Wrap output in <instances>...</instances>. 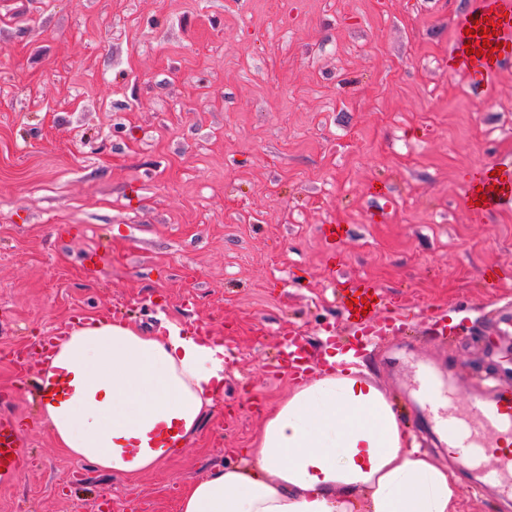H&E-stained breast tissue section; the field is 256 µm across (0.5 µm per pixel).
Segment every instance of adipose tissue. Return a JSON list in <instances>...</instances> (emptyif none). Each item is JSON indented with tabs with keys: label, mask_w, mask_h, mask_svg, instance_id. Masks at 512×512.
<instances>
[{
	"label": "adipose tissue",
	"mask_w": 512,
	"mask_h": 512,
	"mask_svg": "<svg viewBox=\"0 0 512 512\" xmlns=\"http://www.w3.org/2000/svg\"><path fill=\"white\" fill-rule=\"evenodd\" d=\"M271 410L244 462L189 485L180 512H459L447 466L414 442L354 351ZM224 347L169 322L81 320L42 371L58 445L133 476L182 451L223 393Z\"/></svg>",
	"instance_id": "obj_1"
}]
</instances>
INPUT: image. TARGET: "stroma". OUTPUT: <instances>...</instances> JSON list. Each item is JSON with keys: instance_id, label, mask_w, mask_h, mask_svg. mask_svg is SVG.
I'll use <instances>...</instances> for the list:
<instances>
[{"instance_id": "35a3bbf8", "label": "stroma", "mask_w": 512, "mask_h": 512, "mask_svg": "<svg viewBox=\"0 0 512 512\" xmlns=\"http://www.w3.org/2000/svg\"><path fill=\"white\" fill-rule=\"evenodd\" d=\"M467 7L0 0V414L23 460L0 512H179L287 398L272 366L289 337L318 355L325 333L354 341L347 278L418 311L413 335L361 356L462 512H512L414 388L421 368L454 377L459 404L507 382L491 322L512 303V207L474 221L468 178L512 161V62L478 88L449 69ZM99 245L112 264L91 280L80 257ZM104 312L149 333L208 325L228 354L183 453L131 477L70 456L41 419L40 337Z\"/></svg>"}]
</instances>
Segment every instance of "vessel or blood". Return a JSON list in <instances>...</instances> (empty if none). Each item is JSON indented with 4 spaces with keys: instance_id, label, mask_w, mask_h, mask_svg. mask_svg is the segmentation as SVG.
Here are the masks:
<instances>
[{
    "instance_id": "vessel-or-blood-1",
    "label": "vessel or blood",
    "mask_w": 512,
    "mask_h": 512,
    "mask_svg": "<svg viewBox=\"0 0 512 512\" xmlns=\"http://www.w3.org/2000/svg\"><path fill=\"white\" fill-rule=\"evenodd\" d=\"M495 25L496 34L482 41L481 31ZM493 46L492 56L473 57V50L482 44ZM512 59V0H470L467 18L462 28L456 29L448 49L452 69L464 72L471 83L482 85ZM469 199L474 218L485 211L512 203V164L500 162L491 166L476 165L472 171ZM345 302V315L350 326L371 336L376 332L378 315L385 308L387 298L379 289L367 283L344 286L340 291ZM364 300L368 313L355 312L351 299ZM282 368L291 374H304L310 367L306 346L293 343ZM416 387L424 397L432 417L448 424L452 439L466 450L465 468L479 469L487 482L504 491L512 492V387L474 396L469 404L450 405L451 385L438 384L428 372H420ZM21 438L15 421H0V474L16 475L20 460Z\"/></svg>"
}]
</instances>
